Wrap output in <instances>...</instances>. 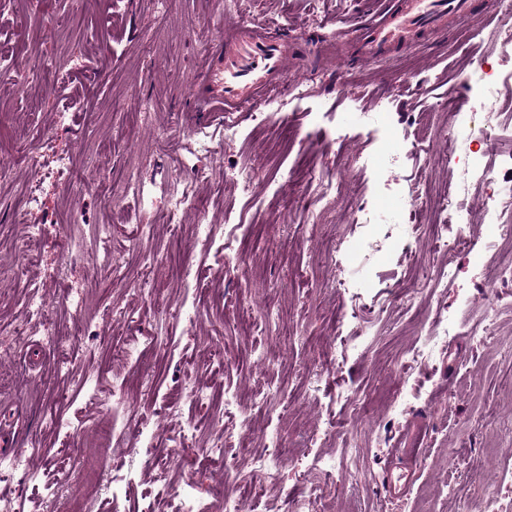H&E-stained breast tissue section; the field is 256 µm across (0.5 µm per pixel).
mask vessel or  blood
I'll list each match as a JSON object with an SVG mask.
<instances>
[{
    "mask_svg": "<svg viewBox=\"0 0 512 512\" xmlns=\"http://www.w3.org/2000/svg\"><path fill=\"white\" fill-rule=\"evenodd\" d=\"M380 7L342 38L359 44L358 64H374L390 47L410 48L424 33H444L480 11H492L493 0H379ZM345 60L334 42L303 37L285 30L271 31L233 18L204 60L195 91L196 111L215 121L241 117L282 82L291 69L338 68ZM414 476L400 468L389 470L385 488L390 497L405 496Z\"/></svg>",
    "mask_w": 512,
    "mask_h": 512,
    "instance_id": "b4317fda",
    "label": "vessel or blood"
}]
</instances>
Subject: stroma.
<instances>
[{"label": "stroma", "mask_w": 512, "mask_h": 512, "mask_svg": "<svg viewBox=\"0 0 512 512\" xmlns=\"http://www.w3.org/2000/svg\"><path fill=\"white\" fill-rule=\"evenodd\" d=\"M370 7V0H11L0 14V409L14 413L19 431L9 454L16 468L0 474V512H71L90 478L96 512H113L117 457L132 475L126 495L135 502L191 482L203 512H217L215 486L229 494L244 480L262 487L248 512H288L289 497L312 478L310 453L343 461L335 486L320 492L326 512H483L490 497L512 502V483L498 480L512 464V358L500 352L512 346V307L501 309L494 340L468 333L489 294L512 297V283L489 282V256L467 251L454 255L456 277L445 289L414 281L396 245L368 258L345 253L339 269L312 259L322 237L359 238L350 212L363 198L378 223L409 237L421 264L432 263L429 217L409 223L401 204L412 189L429 193L456 174L439 168L441 144L432 154L417 152L406 116L429 113L435 129L449 127L460 148L473 145L474 125H449L435 106L459 81L469 89L465 111L489 121L497 144L484 164L500 195L512 197V178L503 177L498 161L512 151V46L504 45L500 23L512 0H497L494 13L470 17L449 36L387 51L373 66L288 71L277 91L286 101L282 122L261 127L244 120L234 142L222 143L223 125L202 124L191 109L222 19L332 37ZM463 41L465 55L456 50ZM493 65L501 77L490 121L480 87ZM325 132L337 136L329 150L318 140ZM61 153L69 154L68 167L57 165ZM381 153L404 161L405 180L386 176L376 188L372 171L352 163L355 155ZM238 166L259 176L251 194L233 178ZM319 171L343 172L345 186L314 218L307 202L315 190L310 177ZM290 172L295 182L276 195L267 190L266 179ZM131 173L156 209L121 220L113 205L124 202ZM175 177L192 185L225 236L240 224L264 225L262 235L240 240L251 254L250 271L220 272L216 254L194 235L193 210L178 216L176 229L140 238L139 222L165 211ZM35 190L43 199L36 213L28 206ZM30 218L46 226L33 249L25 241ZM116 263L120 285L113 281ZM342 272L363 304L383 310L366 316L368 338L358 351L335 360L327 339L341 328L335 283ZM146 277L157 300L134 290ZM398 282L404 293L392 291ZM33 285L61 324L78 322L67 359L74 373L94 378V387H78L58 372L42 320L26 313ZM71 291L84 297L74 320L63 304ZM162 301L194 307L199 319L172 325L158 349L152 337ZM116 305L131 310L133 323L113 321ZM438 307L454 317L457 335L432 360L405 367L404 353L421 343V323ZM218 321L220 365L205 360ZM19 323L27 336L16 350L11 331ZM133 337L139 361L113 370V347ZM176 388L182 396L172 407ZM238 390L255 399L253 412L197 399ZM123 395L135 401L137 415L116 447L101 440L97 424ZM418 415L426 418L425 437L420 453L406 461L417 480L396 500L387 496L383 475L396 462L399 435ZM218 417L220 430L211 424ZM186 419L196 424L193 437L172 445ZM245 423L260 434L249 455L213 452L214 438ZM265 431L290 454L273 481L252 464L269 452ZM158 453L172 466H151Z\"/></svg>", "instance_id": "obj_1"}]
</instances>
